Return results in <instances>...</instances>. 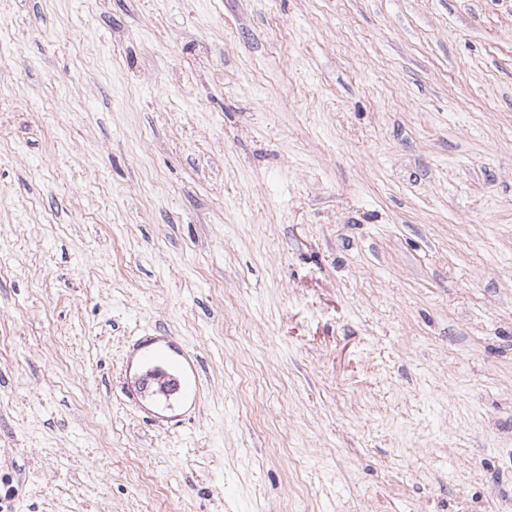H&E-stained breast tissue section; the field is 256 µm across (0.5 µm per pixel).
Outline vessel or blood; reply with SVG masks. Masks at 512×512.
<instances>
[{"mask_svg": "<svg viewBox=\"0 0 512 512\" xmlns=\"http://www.w3.org/2000/svg\"><path fill=\"white\" fill-rule=\"evenodd\" d=\"M140 353L141 370L128 391L134 399L148 400L169 420L182 421L179 409L183 404L196 403L201 394L202 376L197 357L176 348L173 341L145 337L136 344Z\"/></svg>", "mask_w": 512, "mask_h": 512, "instance_id": "b4317fda", "label": "vessel or blood"}]
</instances>
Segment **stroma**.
Here are the masks:
<instances>
[{
  "label": "stroma",
  "instance_id": "stroma-1",
  "mask_svg": "<svg viewBox=\"0 0 512 512\" xmlns=\"http://www.w3.org/2000/svg\"><path fill=\"white\" fill-rule=\"evenodd\" d=\"M0 487L512 512V0H0ZM136 351L140 352L141 370L129 387V396L149 400L169 414L162 418L181 422L184 415L177 413L179 408L186 403L193 406L201 394L197 357L171 340L147 336L136 343Z\"/></svg>",
  "mask_w": 512,
  "mask_h": 512
}]
</instances>
